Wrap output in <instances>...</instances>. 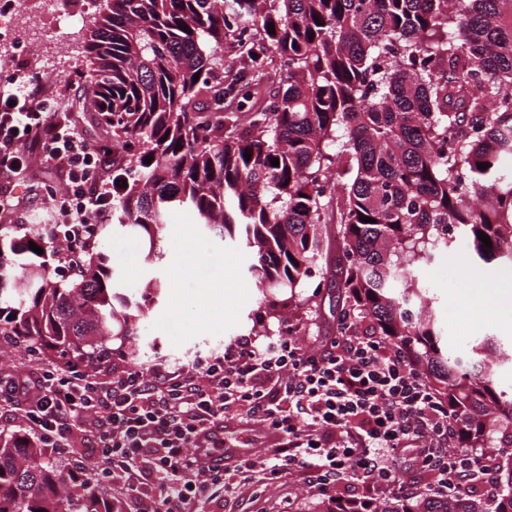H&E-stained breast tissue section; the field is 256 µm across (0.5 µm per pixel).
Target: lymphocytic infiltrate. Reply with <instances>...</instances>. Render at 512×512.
Segmentation results:
<instances>
[{
  "instance_id": "1",
  "label": "lymphocytic infiltrate",
  "mask_w": 512,
  "mask_h": 512,
  "mask_svg": "<svg viewBox=\"0 0 512 512\" xmlns=\"http://www.w3.org/2000/svg\"><path fill=\"white\" fill-rule=\"evenodd\" d=\"M36 161L66 175L47 221L69 228L67 247L78 250L112 217V181L101 154L20 70L0 83V172L17 174ZM0 408L41 447L77 449L66 482L119 490L139 500L140 512H195L228 491L224 429L243 415L274 440L272 458L238 459L242 471L258 470L259 494L296 474L338 512L360 504L363 489L417 499L397 465L408 455L437 492L498 495L493 460L449 452L461 441L460 423L406 351L350 312L338 336L313 351L284 328L263 346L237 340L191 370L105 359L9 372L0 376ZM153 482L166 487L162 500L149 499Z\"/></svg>"
}]
</instances>
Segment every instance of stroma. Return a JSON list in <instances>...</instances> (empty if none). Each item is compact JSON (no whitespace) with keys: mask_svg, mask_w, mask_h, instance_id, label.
Wrapping results in <instances>:
<instances>
[{"mask_svg":"<svg viewBox=\"0 0 512 512\" xmlns=\"http://www.w3.org/2000/svg\"><path fill=\"white\" fill-rule=\"evenodd\" d=\"M12 26L19 48L13 62H0V81L17 63L33 60L34 76L45 90L66 88L69 101L63 119L75 123L87 142H94L98 131L78 111L83 89L74 80V71L82 63L86 23L50 40L44 38L41 24L17 18ZM64 183L62 172L48 169L38 171L35 184H15L13 195L31 198L22 212L24 223L41 225L53 206L51 190L61 189ZM104 246L112 257V273L124 287H140L151 275L166 284L163 300L151 306L137 335L123 340V350L135 353L136 365L144 369L158 363L175 368L193 365L223 352L241 337L261 336L288 324L295 327L302 346L316 350L336 337L337 319L347 305L345 293L333 284L326 282L317 288L308 282L295 291L301 308L268 306L246 273L247 253L234 244L206 237L203 228L182 212L172 213L164 227L160 241L164 258L157 267L145 264L148 245L137 234L120 229L108 232ZM468 253L467 241L455 240L415 271L430 290L447 331L448 347L466 351L468 341L478 336H494L511 345L512 295L501 293L496 286L498 266L470 263ZM224 469L232 486L223 504L225 512H283L288 501L294 503L295 512H314L319 501L300 477L285 478L266 496L258 497L252 473L239 471L233 459L225 462Z\"/></svg>","mask_w":512,"mask_h":512,"instance_id":"obj_1","label":"stroma"}]
</instances>
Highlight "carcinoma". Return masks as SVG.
<instances>
[{
	"mask_svg": "<svg viewBox=\"0 0 512 512\" xmlns=\"http://www.w3.org/2000/svg\"><path fill=\"white\" fill-rule=\"evenodd\" d=\"M85 49L78 77L105 131L93 147L126 182L112 224L149 238L146 264L163 259V224L183 210L245 248L263 293L334 273L363 325L447 400L467 445L500 448L489 508L450 496L363 512H512V392L495 385L512 352L483 336L449 354L414 275L450 228L476 259L512 263V0H99ZM31 241L44 247L43 230L0 225L1 349L110 354L164 293L153 279L118 287L98 240L57 280ZM44 455L0 435V512H121Z\"/></svg>",
	"mask_w": 512,
	"mask_h": 512,
	"instance_id": "1",
	"label": "carcinoma"
}]
</instances>
